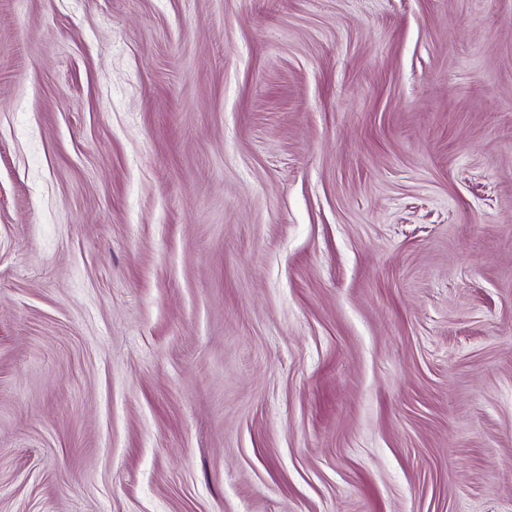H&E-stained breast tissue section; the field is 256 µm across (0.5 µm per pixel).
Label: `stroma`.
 <instances>
[{"instance_id": "1", "label": "stroma", "mask_w": 512, "mask_h": 512, "mask_svg": "<svg viewBox=\"0 0 512 512\" xmlns=\"http://www.w3.org/2000/svg\"><path fill=\"white\" fill-rule=\"evenodd\" d=\"M0 512H512V0H0Z\"/></svg>"}]
</instances>
